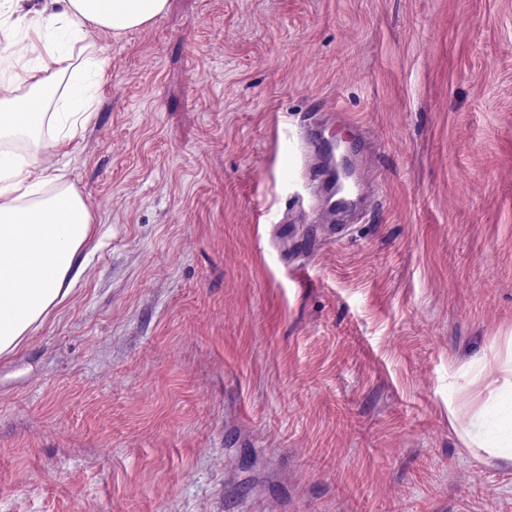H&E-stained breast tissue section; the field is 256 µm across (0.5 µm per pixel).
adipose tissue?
Returning a JSON list of instances; mask_svg holds the SVG:
<instances>
[{
  "label": "adipose tissue",
  "mask_w": 512,
  "mask_h": 512,
  "mask_svg": "<svg viewBox=\"0 0 512 512\" xmlns=\"http://www.w3.org/2000/svg\"><path fill=\"white\" fill-rule=\"evenodd\" d=\"M167 0H0V28L17 30L0 49V360L29 336L84 279L83 246L94 231L83 198L63 185L47 153L86 124L92 85L109 60L88 50L90 30L115 36L144 27ZM58 183L55 193L44 188ZM481 408L454 431L476 457L512 466V347Z\"/></svg>",
  "instance_id": "ef3b65f1"
}]
</instances>
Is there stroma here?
<instances>
[{
	"label": "stroma",
	"mask_w": 512,
	"mask_h": 512,
	"mask_svg": "<svg viewBox=\"0 0 512 512\" xmlns=\"http://www.w3.org/2000/svg\"><path fill=\"white\" fill-rule=\"evenodd\" d=\"M89 41L61 163L100 233L0 363V512H512L450 413L512 336V0H168ZM315 123L380 176L333 239L285 223Z\"/></svg>",
	"instance_id": "obj_1"
}]
</instances>
